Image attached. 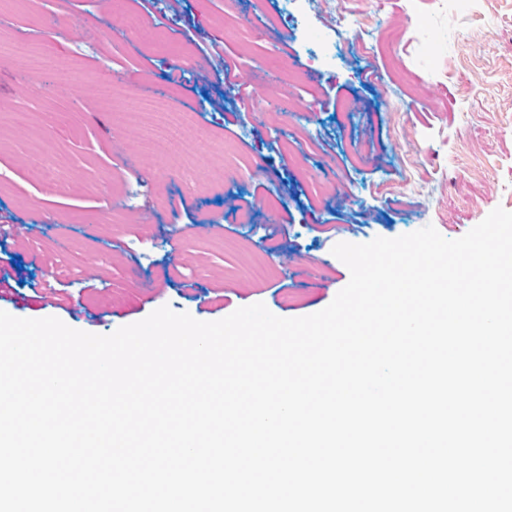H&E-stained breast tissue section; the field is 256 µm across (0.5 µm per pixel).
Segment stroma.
<instances>
[{
	"label": "stroma",
	"mask_w": 512,
	"mask_h": 512,
	"mask_svg": "<svg viewBox=\"0 0 512 512\" xmlns=\"http://www.w3.org/2000/svg\"><path fill=\"white\" fill-rule=\"evenodd\" d=\"M352 6L350 27L331 0H111L158 29L147 43L109 27L98 0H0V310L100 335L165 305L303 317L350 279L335 244L428 225L456 239L512 212V0ZM326 47L335 58L318 63ZM282 62L303 110L272 97L258 117L227 91L224 68L249 86ZM348 100L357 111L339 114ZM200 131L219 146L215 188L184 171ZM38 160L61 161V193L43 194Z\"/></svg>",
	"instance_id": "1"
}]
</instances>
